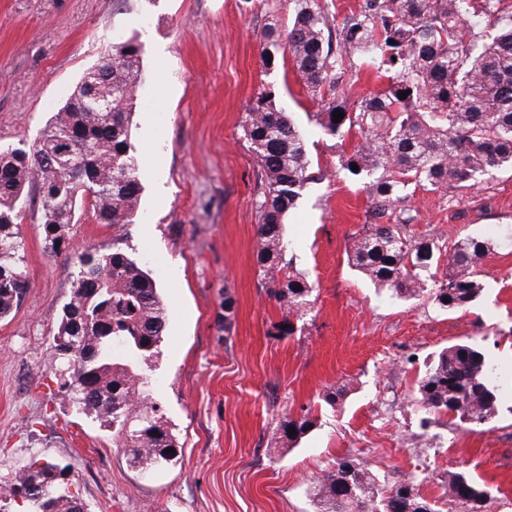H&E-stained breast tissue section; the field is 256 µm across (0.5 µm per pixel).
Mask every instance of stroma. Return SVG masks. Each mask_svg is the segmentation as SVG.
<instances>
[{
  "label": "stroma",
  "mask_w": 512,
  "mask_h": 512,
  "mask_svg": "<svg viewBox=\"0 0 512 512\" xmlns=\"http://www.w3.org/2000/svg\"><path fill=\"white\" fill-rule=\"evenodd\" d=\"M286 0H0V148H28L90 67L113 45L144 46L131 143L142 183L132 255L165 257L155 280L168 310L149 362L155 400L181 446L179 460L144 475L112 430L78 415L48 364L73 282L66 254L45 248L38 203L20 224L28 291L0 321V480L32 461L68 466L89 512H314L308 486L336 459L366 465L382 485L417 479L441 512H463L448 479L469 474L492 491L491 512H512V390L490 427L423 417L419 372L443 347L467 341L512 372V170L474 191L416 190L407 232L447 244L494 241L471 307L446 312L401 301L351 267L347 249L369 221L361 180L342 167L360 144L326 135L320 104L292 62L266 69L267 24L287 28ZM265 86L300 129L317 180L285 220L287 254L312 280L315 302L295 335L268 334L279 305L258 284L253 201L261 187L241 124ZM236 311L224 320V297ZM330 388L347 396L330 407ZM312 408L316 426L284 450L272 434L284 414Z\"/></svg>",
  "instance_id": "obj_1"
}]
</instances>
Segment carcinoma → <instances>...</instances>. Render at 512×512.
<instances>
[{
    "mask_svg": "<svg viewBox=\"0 0 512 512\" xmlns=\"http://www.w3.org/2000/svg\"><path fill=\"white\" fill-rule=\"evenodd\" d=\"M288 33L265 31L263 59L283 52L307 92L321 103L317 121L331 137L358 131L362 144L342 166L359 177L371 200V222L354 237L351 265L387 296L428 300L443 311L468 309L483 290L480 268L494 242L465 235L448 246L447 272L432 239L407 235L412 189L471 190L490 171L512 168V0H361L331 26L323 0H288ZM495 28L480 41L477 30ZM143 45L129 40L88 69L31 149H0V319L24 300L19 224L23 202L42 208L45 249L68 251L77 273L50 350L52 367L70 380L78 414L112 425L113 441L143 473L174 464L181 453L151 395L143 364L159 353L167 309L149 271L124 248L136 223L140 168L130 142ZM377 67L386 78L374 95L352 102L339 90L346 67ZM107 95L112 111L82 106L87 83ZM410 94L401 99L398 93ZM344 114L334 122V112ZM262 182L255 258L260 287L283 311L269 335L296 333L294 319L311 310L315 288L286 258L284 217L315 178L306 142L287 113L264 91L242 123ZM357 164L359 171L351 170ZM112 229V242L78 247L73 230L82 207ZM387 223H382V220ZM499 367L480 349L459 342L441 349L417 378L415 402L429 414L455 416L476 427L498 415ZM316 425L312 409L275 422L273 435L294 444ZM295 434H290V431ZM158 435H152V432ZM59 465L36 461L0 483V512H87L60 478ZM315 512H439L413 483L381 488L360 463L339 459L309 488ZM448 497L466 512H489L487 487L463 472Z\"/></svg>",
    "mask_w": 512,
    "mask_h": 512,
    "instance_id": "cac0c4a2",
    "label": "carcinoma"
}]
</instances>
